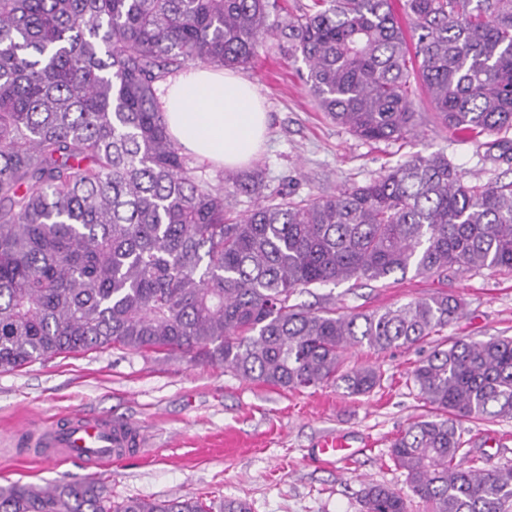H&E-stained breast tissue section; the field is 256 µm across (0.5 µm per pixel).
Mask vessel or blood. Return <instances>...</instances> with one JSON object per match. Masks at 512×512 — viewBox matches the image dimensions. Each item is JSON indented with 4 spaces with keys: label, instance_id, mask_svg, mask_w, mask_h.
I'll use <instances>...</instances> for the list:
<instances>
[{
    "label": "vessel or blood",
    "instance_id": "vessel-or-blood-1",
    "mask_svg": "<svg viewBox=\"0 0 512 512\" xmlns=\"http://www.w3.org/2000/svg\"><path fill=\"white\" fill-rule=\"evenodd\" d=\"M135 440L132 423H112L76 415L54 421L47 427L41 446L43 456L102 468L119 458L122 449L132 446Z\"/></svg>",
    "mask_w": 512,
    "mask_h": 512
}]
</instances>
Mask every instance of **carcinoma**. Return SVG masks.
<instances>
[{
	"label": "carcinoma",
	"mask_w": 512,
	"mask_h": 512,
	"mask_svg": "<svg viewBox=\"0 0 512 512\" xmlns=\"http://www.w3.org/2000/svg\"><path fill=\"white\" fill-rule=\"evenodd\" d=\"M0 0V370L110 348L181 352L284 390L364 396L349 350L417 347L458 319L446 293L383 310L292 302L300 288L512 271V181L461 183L448 156L295 201L258 175L214 185L166 130L158 82L245 67L263 40L307 68L321 111L372 142L416 134V84L446 127L512 163V0ZM257 196L235 214L229 196ZM434 414L390 445L426 512H512V466L464 465L456 420L512 419V337L454 339L412 372ZM363 512H409L380 484ZM0 512H251L226 499H128L94 481L0 487Z\"/></svg>",
	"instance_id": "obj_1"
}]
</instances>
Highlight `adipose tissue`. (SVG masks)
I'll list each match as a JSON object with an SVG mask.
<instances>
[{"mask_svg": "<svg viewBox=\"0 0 512 512\" xmlns=\"http://www.w3.org/2000/svg\"><path fill=\"white\" fill-rule=\"evenodd\" d=\"M170 135L218 167L243 166L258 151L268 115L255 88L220 67L188 66L158 85Z\"/></svg>", "mask_w": 512, "mask_h": 512, "instance_id": "ef3b65f1", "label": "adipose tissue"}]
</instances>
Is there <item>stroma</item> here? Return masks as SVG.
<instances>
[{
	"mask_svg": "<svg viewBox=\"0 0 512 512\" xmlns=\"http://www.w3.org/2000/svg\"><path fill=\"white\" fill-rule=\"evenodd\" d=\"M305 73L276 37L265 39L252 64L236 71L255 86L270 116L266 140L245 168L261 176L264 195L330 196L417 152H444L467 184L512 181V166L485 160L482 138L436 122L423 91L413 95L422 115L417 134L373 143L321 112ZM439 292L460 298L464 310L429 338V346L512 336V274L499 271L410 274L385 286L328 284L298 291L293 300L315 305L328 297L340 307L372 311ZM420 356L416 348L355 349L349 365L383 371L380 387L358 397L333 386L285 391L179 352L158 357L108 349L0 371V486L93 477L116 502L193 495L214 503L242 499L251 512H360L366 483L407 487L389 448L397 434L432 414L412 382ZM74 412L132 422L143 445L99 474L24 453L18 434ZM459 426L468 462L512 465V420L464 419ZM329 434L347 438L353 450L348 460H321L318 445Z\"/></svg>",
	"mask_w": 512,
	"mask_h": 512,
	"instance_id": "stroma-1",
	"label": "stroma"
}]
</instances>
